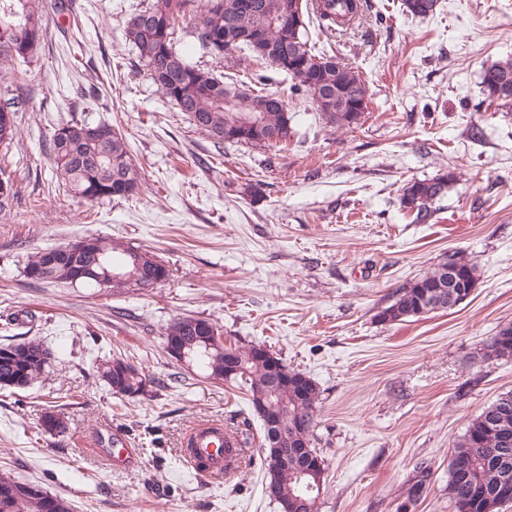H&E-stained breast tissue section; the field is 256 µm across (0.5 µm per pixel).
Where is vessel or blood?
Here are the masks:
<instances>
[{
  "label": "vessel or blood",
  "instance_id": "vessel-or-blood-1",
  "mask_svg": "<svg viewBox=\"0 0 512 512\" xmlns=\"http://www.w3.org/2000/svg\"><path fill=\"white\" fill-rule=\"evenodd\" d=\"M190 435L196 454L209 463L205 475L213 482L236 476L245 466L247 454L243 441L225 434L222 422L198 425L192 428Z\"/></svg>",
  "mask_w": 512,
  "mask_h": 512
}]
</instances>
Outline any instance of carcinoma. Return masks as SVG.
<instances>
[{"instance_id":"obj_1","label":"carcinoma","mask_w":512,"mask_h":512,"mask_svg":"<svg viewBox=\"0 0 512 512\" xmlns=\"http://www.w3.org/2000/svg\"><path fill=\"white\" fill-rule=\"evenodd\" d=\"M239 0H206L199 11L198 0H151L127 22L125 40L147 67L157 90L189 122L218 143L250 144L275 148L288 142L294 134L288 102L280 95L258 86L249 92H237L236 84L224 83L210 71L188 60L174 37L178 19H197L191 34L199 45L217 61L233 50L246 57L270 64L295 52L294 67H277L292 81V93L309 102L330 127L347 129L358 125L356 109L368 105V88L359 74L334 56L315 54L307 47V22L315 20L324 31L345 27L363 15L362 0H302L304 23L294 30L283 22H272L271 13L279 12V4L293 9L295 0H253L256 10L250 15L239 12ZM437 0H402L403 13L426 18L436 10ZM44 0H0V62L30 63L39 54L42 33L48 15ZM263 26L264 41L255 45L238 39L240 31ZM483 93L490 101L512 105V57L497 60L483 69ZM25 102L18 95L0 99V148L10 152L20 140L17 114ZM241 112H257L264 124L259 131H234L230 123ZM49 158L58 179L74 196L88 203L127 198L134 193L141 175L133 164L125 139L112 125L90 124L71 120L58 127L49 143ZM455 178L448 172L431 179L415 180L404 185L400 196L403 209L416 224L428 223L436 213L435 202ZM13 195V180L7 168L0 166V208ZM93 250L73 262L47 258L46 250L30 255L24 265L25 276L38 272V282H77L84 288H98V277L118 271L121 279L109 281L110 287L153 284L159 267L164 265L155 254L99 236L93 237ZM449 260L458 269L459 278L472 286L477 281V265L464 255L453 254ZM448 263L444 262L424 276L399 289L394 302L376 314L381 323L419 318L436 310L457 306L448 288ZM185 317L172 319L164 328V341H176L186 347L193 366L206 377L224 379V357L230 353L243 366L233 379L246 388L253 410H263L268 421L286 419L302 426L301 435L312 442L314 417L319 392L302 394L288 387L285 405L262 404L263 386L273 376L271 367L255 358V346H226L216 323L195 317L198 331L184 332ZM488 359H512V326L499 330L485 344ZM49 347L39 339H24L0 346V389H25L48 373ZM97 374L115 395L155 397V380L143 366L122 357H105L95 361ZM512 433V392L504 393L474 418L457 444L453 457L464 460L459 468L448 464V495L457 512H496L500 488L512 486V442L502 444L498 431ZM262 464L268 482L279 486L283 497L295 491L290 476L269 460L270 433L263 430ZM0 512H71L64 498L38 485L0 474Z\"/></svg>"}]
</instances>
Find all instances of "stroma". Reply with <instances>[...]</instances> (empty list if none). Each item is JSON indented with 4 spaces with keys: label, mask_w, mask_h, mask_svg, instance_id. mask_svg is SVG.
I'll return each instance as SVG.
<instances>
[{
    "label": "stroma",
    "mask_w": 512,
    "mask_h": 512,
    "mask_svg": "<svg viewBox=\"0 0 512 512\" xmlns=\"http://www.w3.org/2000/svg\"><path fill=\"white\" fill-rule=\"evenodd\" d=\"M143 0H65L38 61L20 66L21 141L10 152L16 196L0 212V345L37 338L54 352L43 381L0 390V472L67 499L71 512H279L265 492L261 420L247 395L173 360V318L218 323L226 343L262 345L320 389L313 445L324 460L318 512H456L448 464L471 420L512 391V360L484 345L512 326V107L482 92L485 66L512 57V0H438L427 18L401 0H369L360 24L307 28L316 52L357 71L368 110L327 127L263 62H216L191 37L189 60L224 78L266 75L287 101V147L215 144L156 90L124 36ZM106 122L143 181L93 206L66 191L48 157L54 130ZM455 179L434 221L412 223L402 187ZM112 237L168 267L151 288L97 289L24 275L29 255L72 239ZM459 253L479 280L454 309L382 324L397 291ZM143 365L156 397L113 395L95 359ZM57 409L63 431L41 425ZM232 424L244 474L215 485L185 459L193 424ZM129 442L136 461L108 465ZM423 482L419 498L409 489Z\"/></svg>",
    "instance_id": "35a3bbf8"
}]
</instances>
